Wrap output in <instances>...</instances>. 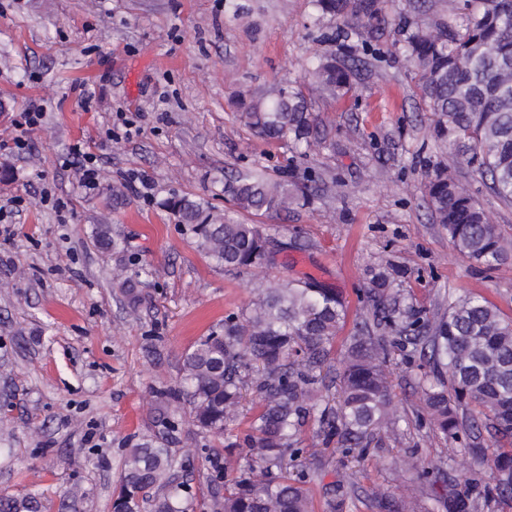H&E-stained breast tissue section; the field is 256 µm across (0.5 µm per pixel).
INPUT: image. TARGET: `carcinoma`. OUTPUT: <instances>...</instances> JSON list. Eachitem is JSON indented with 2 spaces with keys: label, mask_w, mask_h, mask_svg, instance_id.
<instances>
[{
  "label": "carcinoma",
  "mask_w": 512,
  "mask_h": 512,
  "mask_svg": "<svg viewBox=\"0 0 512 512\" xmlns=\"http://www.w3.org/2000/svg\"><path fill=\"white\" fill-rule=\"evenodd\" d=\"M322 13L371 32L380 21L374 0H316ZM421 72L420 98L437 116L433 133L455 148L458 167L479 171L500 200L512 204V80L500 73L512 67V0H465V11L451 23L433 27L422 21L403 46ZM307 76L336 94L352 86L354 70L334 54ZM245 125L268 140L288 139L310 149L321 144L318 119L299 88H282L251 101L240 113ZM313 192L256 169L224 177V199L247 214L286 212ZM435 223L448 232L454 248L479 266L497 270L512 262V243L458 183L440 170L428 183ZM198 248L227 269L244 270L270 261L259 226L224 218L210 202L174 195L164 202ZM100 244L128 254L123 282L132 307L144 296L137 286L149 276L146 265L128 253L109 225L97 230ZM373 328L352 337L348 362L340 374L339 404L314 398L331 373L332 344L347 310L336 293L309 282L259 288L249 312L201 337L183 356L180 386L154 390L158 407L150 432L128 449L113 512H188L192 495L171 474L173 446L182 420L172 404L190 406V422L202 433H222L236 417L245 377L259 395V410L242 441L225 450L206 449L204 457L215 506L222 512H311L301 486L306 473L292 477L288 461L298 457L297 435L310 417L319 433L338 438L340 447L363 453L374 435L395 425L393 393L386 368L392 344L412 346L427 358L429 371L417 391L430 412L431 429L459 445L458 451L488 462L495 494L472 499V512H495L512 500V448L499 439L512 436V320L479 296L448 297V310L430 322L401 305L386 277L371 280ZM394 340H388V337ZM474 407L491 430L495 448L469 441L478 427L458 411ZM245 447V463L232 464V450ZM379 512H414L412 502L375 497ZM41 498L0 496V512H44Z\"/></svg>",
  "instance_id": "1"
}]
</instances>
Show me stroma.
Returning <instances> with one entry per match:
<instances>
[{
	"label": "stroma",
	"instance_id": "obj_1",
	"mask_svg": "<svg viewBox=\"0 0 512 512\" xmlns=\"http://www.w3.org/2000/svg\"><path fill=\"white\" fill-rule=\"evenodd\" d=\"M379 4V28L357 35L314 0H0V140L15 136L30 102L44 112L22 153L0 152V493L36 494L45 512H61L74 491L77 512H112L154 389L177 385L184 353L247 312L270 282L311 277L336 290L347 308L331 351L338 369L348 337L372 315L365 291L378 272L422 318L443 311L449 294L470 293L512 319V265L489 271L454 250L433 221L427 185L436 171L456 173L508 240L512 205L434 139L417 68L400 52L416 21L446 20L463 0ZM337 50L355 77L334 96L306 73ZM279 86L302 89L321 146L302 153L240 121L245 102ZM93 88L102 99L83 108ZM78 142L98 157L96 189L81 187L66 162ZM248 166L324 189L289 212L254 217L225 202L214 181ZM116 189L126 199L119 207ZM175 194L259 224L271 265L239 272L216 263L164 207ZM101 224L151 266L139 307L115 285L118 261L97 240ZM427 368L393 348L398 429L362 457L344 456L316 420L306 423L301 446L325 462L308 485L313 512H323L325 489L343 470L352 476L345 512H371L377 494L460 512L455 476L487 466L433 433L413 391ZM226 443L182 429L175 476L189 484L193 512H216L202 455ZM408 451L427 476L401 469Z\"/></svg>",
	"mask_w": 512,
	"mask_h": 512
}]
</instances>
